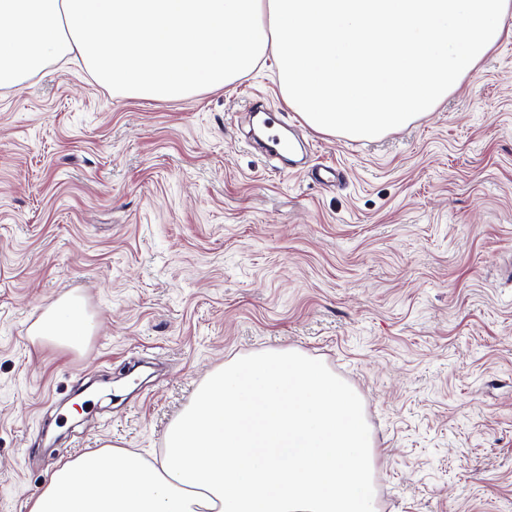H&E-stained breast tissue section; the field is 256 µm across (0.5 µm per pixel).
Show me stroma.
Segmentation results:
<instances>
[{"label": "stroma", "mask_w": 512, "mask_h": 512, "mask_svg": "<svg viewBox=\"0 0 512 512\" xmlns=\"http://www.w3.org/2000/svg\"><path fill=\"white\" fill-rule=\"evenodd\" d=\"M275 72L155 102L71 56L0 88V512L107 446L160 462L209 372L280 348L361 395L379 512H512V36L370 141L301 123ZM257 94L340 185L251 146ZM69 292L88 344L33 343Z\"/></svg>", "instance_id": "obj_1"}]
</instances>
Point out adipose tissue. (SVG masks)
<instances>
[{"label":"adipose tissue","instance_id":"adipose-tissue-1","mask_svg":"<svg viewBox=\"0 0 512 512\" xmlns=\"http://www.w3.org/2000/svg\"><path fill=\"white\" fill-rule=\"evenodd\" d=\"M92 329V318L84 299L66 294L42 313L31 330V336L36 341L77 350L83 347Z\"/></svg>","mask_w":512,"mask_h":512}]
</instances>
